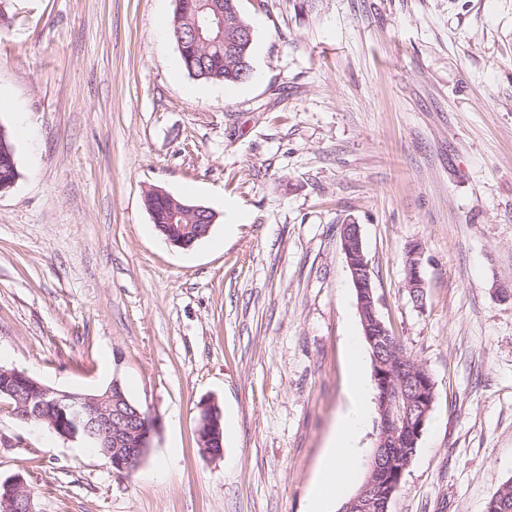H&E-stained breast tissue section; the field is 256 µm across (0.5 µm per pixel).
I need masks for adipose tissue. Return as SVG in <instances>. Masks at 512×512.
I'll use <instances>...</instances> for the list:
<instances>
[{
	"instance_id": "obj_1",
	"label": "adipose tissue",
	"mask_w": 512,
	"mask_h": 512,
	"mask_svg": "<svg viewBox=\"0 0 512 512\" xmlns=\"http://www.w3.org/2000/svg\"><path fill=\"white\" fill-rule=\"evenodd\" d=\"M363 359L360 338L350 337L349 406L339 415L326 447L319 477L309 499V512H325L326 506L343 494L358 472L362 456L358 440L372 418L370 386L362 370Z\"/></svg>"
}]
</instances>
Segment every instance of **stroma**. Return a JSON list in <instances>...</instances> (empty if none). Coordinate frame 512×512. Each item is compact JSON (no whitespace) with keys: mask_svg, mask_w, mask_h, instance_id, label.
I'll list each match as a JSON object with an SVG mask.
<instances>
[{"mask_svg":"<svg viewBox=\"0 0 512 512\" xmlns=\"http://www.w3.org/2000/svg\"><path fill=\"white\" fill-rule=\"evenodd\" d=\"M238 7L253 72L228 98L178 67L174 0H8L0 365L58 391L120 380L156 431L126 476L2 402L0 479L35 512H307L362 333L353 221L380 316L435 382L389 512H486L512 479V0ZM152 187L209 208V236L171 246ZM422 254L423 249L420 244L414 245L408 251L407 258V280L406 285L416 303H422L424 295L425 280L422 275ZM215 406L216 404L212 401L201 404L198 425L199 451L202 457L211 461L219 460L224 455L223 442L221 440V434H223L221 412L217 407L218 417H220L218 419L214 411Z\"/></svg>","mask_w":512,"mask_h":512,"instance_id":"1","label":"stroma"}]
</instances>
